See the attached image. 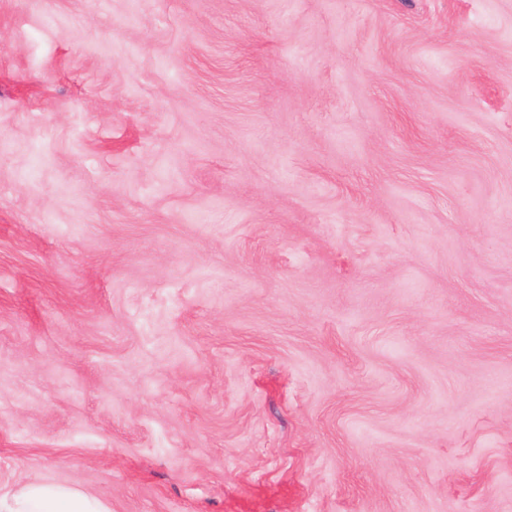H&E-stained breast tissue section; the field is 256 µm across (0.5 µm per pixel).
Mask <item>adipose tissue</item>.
Segmentation results:
<instances>
[{
    "label": "adipose tissue",
    "mask_w": 512,
    "mask_h": 512,
    "mask_svg": "<svg viewBox=\"0 0 512 512\" xmlns=\"http://www.w3.org/2000/svg\"><path fill=\"white\" fill-rule=\"evenodd\" d=\"M0 512H109V508L78 487L34 479L0 494Z\"/></svg>",
    "instance_id": "obj_1"
}]
</instances>
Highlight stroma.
Here are the masks:
<instances>
[{
  "instance_id": "35a3bbf8",
  "label": "stroma",
  "mask_w": 512,
  "mask_h": 512,
  "mask_svg": "<svg viewBox=\"0 0 512 512\" xmlns=\"http://www.w3.org/2000/svg\"><path fill=\"white\" fill-rule=\"evenodd\" d=\"M512 512V0H0V490Z\"/></svg>"
}]
</instances>
